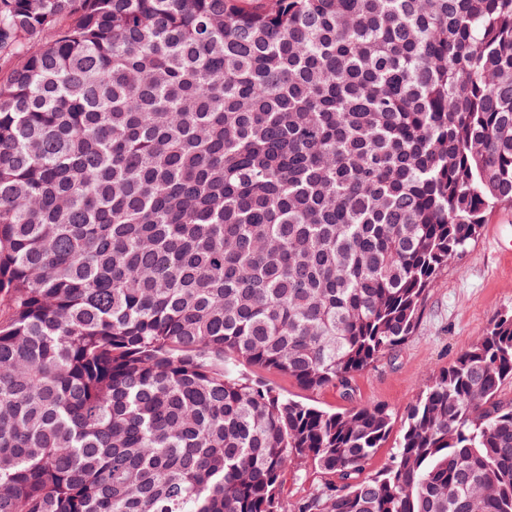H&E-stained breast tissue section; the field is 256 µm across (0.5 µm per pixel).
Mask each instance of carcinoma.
<instances>
[{
	"mask_svg": "<svg viewBox=\"0 0 512 512\" xmlns=\"http://www.w3.org/2000/svg\"><path fill=\"white\" fill-rule=\"evenodd\" d=\"M0 0V512H512V308L331 412L512 206V0ZM294 470H298L300 478L295 475ZM324 479L315 467L309 462H303L298 466H294L288 475V497L285 502V512H296L298 501L315 492L322 484Z\"/></svg>",
	"mask_w": 512,
	"mask_h": 512,
	"instance_id": "carcinoma-1",
	"label": "carcinoma"
}]
</instances>
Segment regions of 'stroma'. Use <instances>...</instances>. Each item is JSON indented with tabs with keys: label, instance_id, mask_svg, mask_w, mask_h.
Listing matches in <instances>:
<instances>
[{
	"label": "stroma",
	"instance_id": "stroma-1",
	"mask_svg": "<svg viewBox=\"0 0 512 512\" xmlns=\"http://www.w3.org/2000/svg\"><path fill=\"white\" fill-rule=\"evenodd\" d=\"M511 306L512 208L503 207L488 215L476 244L429 288L413 334L358 374L351 396L333 387L306 390L272 372L264 378L281 391L328 410L357 404L386 406L400 424L429 374L452 362L482 336L501 310Z\"/></svg>",
	"mask_w": 512,
	"mask_h": 512
}]
</instances>
